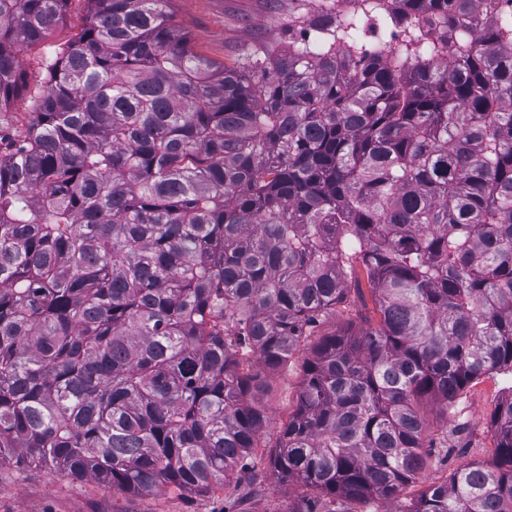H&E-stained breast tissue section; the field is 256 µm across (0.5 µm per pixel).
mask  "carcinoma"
<instances>
[{
	"label": "carcinoma",
	"instance_id": "cac0c4a2",
	"mask_svg": "<svg viewBox=\"0 0 512 512\" xmlns=\"http://www.w3.org/2000/svg\"><path fill=\"white\" fill-rule=\"evenodd\" d=\"M86 2L0 152V464L209 491L360 268L379 320L310 345L270 478L305 488L292 512H512V396L493 460L399 499L420 404L512 373V14L304 0L288 53L218 63L169 0ZM68 4L0 0V126Z\"/></svg>",
	"mask_w": 512,
	"mask_h": 512
}]
</instances>
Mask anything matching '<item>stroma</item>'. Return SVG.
Masks as SVG:
<instances>
[{
  "label": "stroma",
  "mask_w": 512,
  "mask_h": 512,
  "mask_svg": "<svg viewBox=\"0 0 512 512\" xmlns=\"http://www.w3.org/2000/svg\"><path fill=\"white\" fill-rule=\"evenodd\" d=\"M300 6V0H170L168 10L198 52L228 62L240 48L256 42L287 52L289 21ZM86 15L85 0H71L67 23L39 47L22 52L29 89L10 104L6 135L25 131L33 122L31 92L46 81L47 60L69 44ZM372 310L368 288L350 289L345 303L322 318L315 333L323 336L351 323L361 324ZM303 359V354H296L271 380V390L264 399L267 425L252 452L251 468L209 492L165 487L137 494L90 480H74L51 466L23 471L10 462L0 466V512H292L302 488L273 483L267 464L280 428L295 408ZM511 394L512 373L493 372L468 387L448 416H441L436 408H424L431 439L438 445L448 444L450 453L444 461L431 459L404 490V498L416 497L429 484L445 480L461 464L492 460L496 448L491 418L497 405Z\"/></svg>",
  "instance_id": "stroma-1"
}]
</instances>
